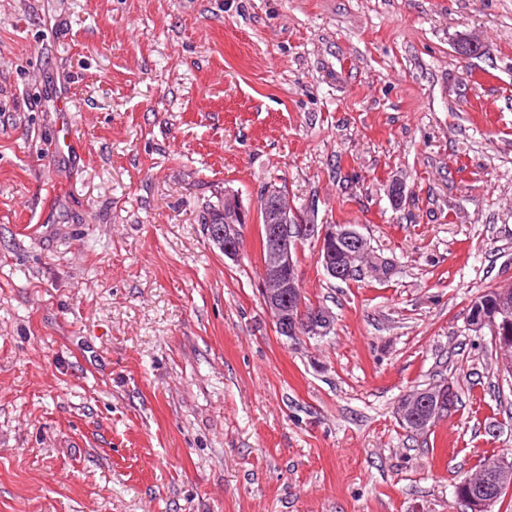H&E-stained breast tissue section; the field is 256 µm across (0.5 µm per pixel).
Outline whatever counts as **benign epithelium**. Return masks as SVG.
<instances>
[{
  "instance_id": "benign-epithelium-1",
  "label": "benign epithelium",
  "mask_w": 512,
  "mask_h": 512,
  "mask_svg": "<svg viewBox=\"0 0 512 512\" xmlns=\"http://www.w3.org/2000/svg\"><path fill=\"white\" fill-rule=\"evenodd\" d=\"M296 211L293 199L281 194L270 205V218L264 225V251L266 262L262 270L260 294L263 305L272 317L275 331L289 338L299 336H324L334 325V314L325 307L313 306L304 301L303 288L298 275V253L300 239L308 238L316 243L318 255L326 274L331 278H342L346 270L336 266V239L343 231L334 224H317L310 221L295 226L288 223V216ZM223 223L212 234L213 244L224 256L235 260L241 253L243 228L252 223L254 212L244 207L241 200L228 193L221 207ZM370 252L364 236L350 231L347 237V263ZM456 391L450 382H445L427 391L416 389L398 403L399 419L415 422L420 431L431 428L436 421L448 417L455 401ZM501 481H512V455H499L490 475L468 479L461 485L467 493L471 512H491L494 499L482 494L489 477Z\"/></svg>"
}]
</instances>
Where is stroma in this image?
Segmentation results:
<instances>
[{"label": "stroma", "instance_id": "35a3bbf8", "mask_svg": "<svg viewBox=\"0 0 512 512\" xmlns=\"http://www.w3.org/2000/svg\"><path fill=\"white\" fill-rule=\"evenodd\" d=\"M271 186L391 265L301 245L325 337L276 333L258 224L199 222ZM509 285L512 0H0V512H467L512 375L466 313ZM217 202H209L202 209L200 215V224L209 237L211 231L213 215L220 208ZM223 224H217L219 229L212 234L213 244L224 253V256L235 260L241 253L242 230L247 224H251L254 219V212L247 209L238 197L233 193H227L224 199V206L220 208ZM456 393L453 384L448 381L430 391L423 389L410 391L399 400L397 416L399 420H412L419 431H425L439 419L448 417V412L453 408Z\"/></svg>", "mask_w": 512, "mask_h": 512}]
</instances>
